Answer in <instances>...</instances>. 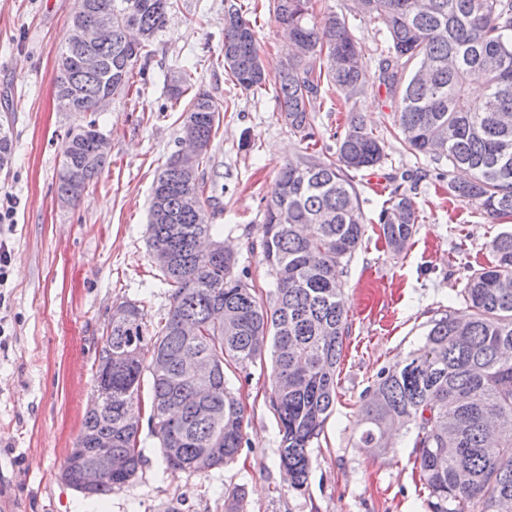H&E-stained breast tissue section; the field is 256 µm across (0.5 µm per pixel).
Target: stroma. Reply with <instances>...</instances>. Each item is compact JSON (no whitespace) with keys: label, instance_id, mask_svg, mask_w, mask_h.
<instances>
[{"label":"stroma","instance_id":"obj_1","mask_svg":"<svg viewBox=\"0 0 512 512\" xmlns=\"http://www.w3.org/2000/svg\"><path fill=\"white\" fill-rule=\"evenodd\" d=\"M75 0H0V127L11 139L0 166V189L18 200L5 237L10 274L0 294V512H225L224 496L244 495V512H426L414 466L411 434L395 452L378 456L358 447L359 409L378 373L404 361L431 319L462 312L456 300L471 266L489 259L488 243L504 226L477 205L450 200L447 163L414 155L394 138V107L384 89L368 84L357 108L385 143L386 159L357 172L362 208L371 223L342 281L350 334L337 370L335 409L310 448L306 490L288 487L278 468V426L269 402V366L250 367L230 382L248 424L236 460L203 473L167 469L157 439L142 428L144 463L124 486L87 497L61 472L95 393L94 361L115 303L144 304L159 320L170 288L154 267L148 243L151 186L182 146L183 103L167 78L186 62L197 85L223 106L205 180L218 198L211 223L238 258L237 271L259 295L274 281L254 246L281 167L306 145L283 120L273 91L235 88L223 67L224 0H177L150 56L133 79L139 95L119 97L97 116L111 154L96 185L72 206L60 205L56 177L66 131L80 123L55 103L57 58ZM315 16L350 17L363 57L377 53V24L354 17L353 0H312ZM255 31L268 69L284 55L272 12L257 10ZM335 93L314 106L317 151L332 154L347 124ZM403 178L419 220L401 253H391L372 222Z\"/></svg>","mask_w":512,"mask_h":512}]
</instances>
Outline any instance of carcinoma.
I'll return each mask as SVG.
<instances>
[{"label":"carcinoma","instance_id":"cac0c4a2","mask_svg":"<svg viewBox=\"0 0 512 512\" xmlns=\"http://www.w3.org/2000/svg\"><path fill=\"white\" fill-rule=\"evenodd\" d=\"M88 14L112 9V42L82 51L64 43L57 67L56 108L86 117L67 131L56 195L72 205L98 179L109 153L94 115L105 95L126 96L135 64L162 28L176 0H84ZM355 15L381 26L384 43L368 63L357 47L350 21L334 12L317 18L311 0H270L269 9L301 55L269 72L254 26L246 14L258 3L224 0V71L234 85L258 91L273 81L280 112L303 139L314 137L311 107L330 89L344 103L355 102L374 82L395 105V138L404 149L434 163L470 174L448 181V195L476 204L495 221H512V0H353ZM136 27L144 39L128 43ZM197 66L180 68L170 85L174 100L190 96L184 112L196 116L183 135L212 140L220 122L212 97L195 88ZM474 83L480 99L469 97ZM336 155L302 153L280 170L264 219L262 261L276 288L267 299L236 271L234 256H197L196 238L215 237L209 223L212 196L204 182H178L170 156L152 190H165L164 216L149 210L151 254L173 245L183 254L156 263L172 288L165 317L154 324L145 306L129 301L128 317L107 328L98 361L112 365V392L103 407L84 415L76 445L95 452L106 439L116 469L110 483L136 475L143 464L139 427L129 408L140 402L144 374L151 381L150 432L159 440L166 467L184 470L205 448L222 441L233 462L245 437L244 409L228 387L226 371H246L272 349L271 404L281 439L278 466L288 486L307 487L309 448L319 438L336 403V370L348 333L341 270L365 235L366 217L351 172L386 158L384 145L351 108ZM84 167V187L67 172ZM417 221L412 199L397 185L389 205L377 214L388 248L401 252ZM491 260L472 271L457 293L465 317L451 312L430 321L422 344L405 362L383 369L360 408L358 447L385 455L396 448L390 428L413 425L414 462L427 490L429 512H512V229L489 243ZM224 306L234 324L211 320ZM188 319L199 333L179 335ZM165 353L168 365L145 362ZM188 356L211 360L214 374L193 377Z\"/></svg>","mask_w":512,"mask_h":512}]
</instances>
